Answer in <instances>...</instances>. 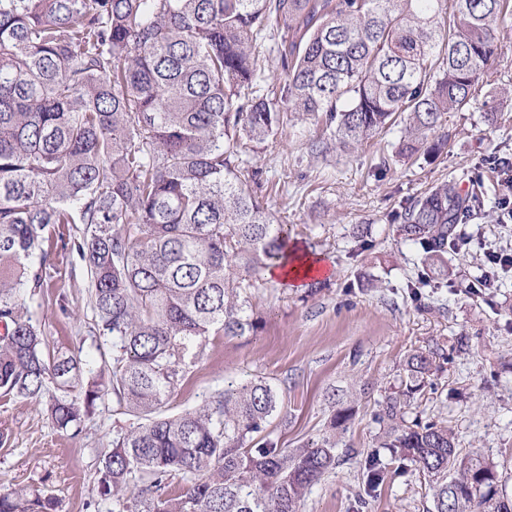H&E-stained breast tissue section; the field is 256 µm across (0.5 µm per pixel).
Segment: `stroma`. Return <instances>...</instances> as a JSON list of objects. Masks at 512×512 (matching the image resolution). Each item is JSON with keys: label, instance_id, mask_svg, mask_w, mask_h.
<instances>
[{"label": "stroma", "instance_id": "stroma-1", "mask_svg": "<svg viewBox=\"0 0 512 512\" xmlns=\"http://www.w3.org/2000/svg\"><path fill=\"white\" fill-rule=\"evenodd\" d=\"M496 45L474 104L444 115L442 153L398 155L394 128L344 149L321 116L301 114L291 115L276 142L250 145L251 163L263 172L260 200L333 273L303 290L269 278L250 289L257 330L209 337L165 411L195 410L230 384L260 378L279 395L271 439L297 448L321 440L333 399L353 402V419L336 435L340 463L300 512H353L380 433L378 405L400 390L408 356L429 350L436 368L407 402L405 420L448 426L463 453L495 465L498 491L512 498V266L498 268L494 287L471 289L487 252L512 255V221L499 219L505 189L489 165L512 159V23L498 29ZM444 181L460 196L479 195L481 205L456 227L467 248L445 254L447 275L420 289L423 252L402 240L399 215ZM364 226L371 234L363 246ZM84 231L81 224L46 229L44 286L21 302L50 350L89 361L96 372L112 340L94 328L84 263L62 248ZM133 422L109 394L76 434L57 431L33 399L0 398V493L34 486L56 496L63 512H119L116 497L100 492L98 463L114 430ZM362 512H435L433 490L416 464L397 461Z\"/></svg>", "mask_w": 512, "mask_h": 512}]
</instances>
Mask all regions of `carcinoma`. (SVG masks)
<instances>
[{"mask_svg": "<svg viewBox=\"0 0 512 512\" xmlns=\"http://www.w3.org/2000/svg\"><path fill=\"white\" fill-rule=\"evenodd\" d=\"M504 0H0V396L45 401L54 428L78 433L112 393L141 423L101 455V493L140 484L123 512H299L336 468L331 415L312 447L266 438L279 407L261 379L198 409L163 407L211 335L256 328L246 289L288 263V225L255 197L261 172L244 140L268 142L288 113H322L342 147H359L406 115L399 152L413 155L444 114L471 105L495 53ZM280 33L282 72L261 42ZM470 200L434 186L400 215L402 239L434 270L462 247ZM51 224H84L73 243L90 277L95 328L112 337L109 382L47 353L20 290L43 286ZM433 357L409 356L405 389L379 404L386 426L366 462L371 494L396 460L433 486L436 512H512L494 466L460 456L454 433L404 420ZM457 477L440 483L449 470ZM188 482L177 495L171 481ZM0 512H61L36 488L0 493Z\"/></svg>", "mask_w": 512, "mask_h": 512, "instance_id": "obj_1", "label": "carcinoma"}]
</instances>
